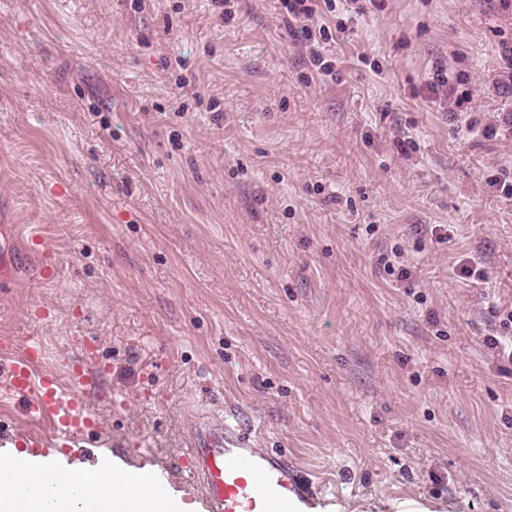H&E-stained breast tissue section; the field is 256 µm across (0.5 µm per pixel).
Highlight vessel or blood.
I'll list each match as a JSON object with an SVG mask.
<instances>
[{"label":"vessel or blood","mask_w":512,"mask_h":512,"mask_svg":"<svg viewBox=\"0 0 512 512\" xmlns=\"http://www.w3.org/2000/svg\"><path fill=\"white\" fill-rule=\"evenodd\" d=\"M41 357L39 346L21 350L14 340L0 339V391L19 399L30 420L52 429L48 437L16 432L0 442L40 449L44 470L53 472V451L70 450L73 438L92 429L94 420L77 394L87 378L74 374L73 391H64L54 376L37 374ZM184 467L203 489L204 512H303L321 492L286 455L257 448L253 426L231 412L220 421H197Z\"/></svg>","instance_id":"b4317fda"}]
</instances>
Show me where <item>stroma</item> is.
<instances>
[{"mask_svg":"<svg viewBox=\"0 0 512 512\" xmlns=\"http://www.w3.org/2000/svg\"><path fill=\"white\" fill-rule=\"evenodd\" d=\"M228 8L0 0V337L84 364L79 448L168 472L182 510L198 413L235 411L315 512H512V200L487 184L512 176V9L338 0L328 78L280 0Z\"/></svg>","mask_w":512,"mask_h":512,"instance_id":"stroma-1","label":"stroma"}]
</instances>
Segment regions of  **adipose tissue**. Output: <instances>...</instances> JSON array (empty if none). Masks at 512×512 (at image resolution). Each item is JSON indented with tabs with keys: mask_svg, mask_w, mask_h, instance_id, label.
Listing matches in <instances>:
<instances>
[{
	"mask_svg": "<svg viewBox=\"0 0 512 512\" xmlns=\"http://www.w3.org/2000/svg\"><path fill=\"white\" fill-rule=\"evenodd\" d=\"M16 460L13 453L0 455V512H17L18 504L30 502L32 498L33 485L28 476L17 472ZM59 478L64 486L55 493V512H74L77 498L73 488L84 489L92 484L109 492L108 497L99 500L96 512H112V502L116 499L126 500V512H162L157 502L140 496V471L116 467L107 457L90 469L62 471Z\"/></svg>",
	"mask_w": 512,
	"mask_h": 512,
	"instance_id": "obj_1",
	"label": "adipose tissue"
}]
</instances>
